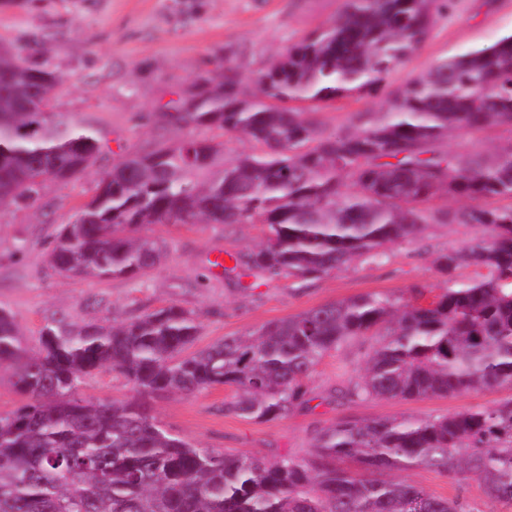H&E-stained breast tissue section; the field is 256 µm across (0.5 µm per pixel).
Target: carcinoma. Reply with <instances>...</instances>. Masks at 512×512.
<instances>
[{"instance_id":"cac0c4a2","label":"carcinoma","mask_w":512,"mask_h":512,"mask_svg":"<svg viewBox=\"0 0 512 512\" xmlns=\"http://www.w3.org/2000/svg\"><path fill=\"white\" fill-rule=\"evenodd\" d=\"M454 0H345L334 18L278 54L241 88L234 59L203 75L164 113L179 128L240 134L249 153L186 136L135 149L103 173L97 195L61 227L48 266L84 277L137 278L165 246L142 224H264L239 268L319 279L416 240L430 224L483 237L436 259L442 292L427 305L360 294L226 336L194 352L201 325L177 305L112 327L47 316L28 349L0 308V368L22 404L0 414V512H469L402 473L418 467L477 481L512 500V399L429 418L338 422L308 456L272 459L206 448L164 428L151 401L229 386L224 412L273 421L309 402L323 356L376 337L339 391L419 400L512 385V141L488 153L443 150L462 129L512 132V34L446 57L376 110L328 130L323 103L377 93ZM60 79L0 46V207L49 181L86 173L101 136L46 111ZM471 268L474 276L460 278ZM122 375L134 396L87 400L84 380ZM358 464L355 471L339 466Z\"/></svg>"}]
</instances>
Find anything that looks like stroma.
I'll list each match as a JSON object with an SVG mask.
<instances>
[{
	"label": "stroma",
	"instance_id": "obj_1",
	"mask_svg": "<svg viewBox=\"0 0 512 512\" xmlns=\"http://www.w3.org/2000/svg\"><path fill=\"white\" fill-rule=\"evenodd\" d=\"M343 0H0V44L22 48L61 81L50 112L96 129L106 148L79 179L50 183L33 203L0 210V306L10 309L28 348L46 316L64 313L76 323L109 324L175 304L202 325L199 346L249 333L321 304L364 293L409 296L421 288L430 302L442 286L434 260L469 244L479 232L463 224H432L412 243L390 245L377 260H360L303 284L263 272H224L217 255L250 253L261 224H147L139 235L164 241L167 254L138 278L97 279L56 273L47 254L61 225L97 192L101 174L133 148L176 140L180 130L161 112L214 70L231 52L245 88L276 51L287 50L331 19ZM512 33V0H455L429 38L388 78L403 87L438 60ZM368 340L328 352L307 381L309 402L287 417L258 422L225 414L232 388L157 399L152 413L170 432L209 448L256 457L307 456L313 438L339 421L427 417L494 406L512 399V387L414 401L369 398L341 402L337 388L354 377ZM409 480L437 496L457 498L479 512H512V501L487 499L477 482H453L430 468Z\"/></svg>",
	"mask_w": 512,
	"mask_h": 512
}]
</instances>
